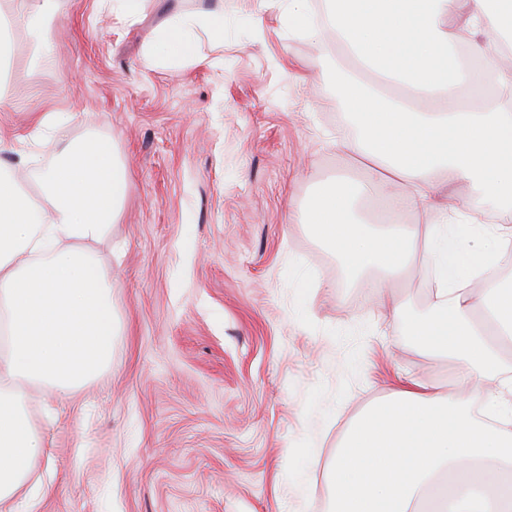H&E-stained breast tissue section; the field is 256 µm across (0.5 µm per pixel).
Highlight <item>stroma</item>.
Returning <instances> with one entry per match:
<instances>
[{
  "mask_svg": "<svg viewBox=\"0 0 512 512\" xmlns=\"http://www.w3.org/2000/svg\"><path fill=\"white\" fill-rule=\"evenodd\" d=\"M210 3L221 34L151 65L159 23L200 0H144L125 26L97 0H54L53 50L0 84V130L20 136L5 158L26 156L32 197L59 150L26 136L45 108L74 142L112 139L131 181L89 246L112 273V364L68 395L26 385L43 486L0 512H329L351 422L401 378L454 379L305 224L322 184L368 179L336 147L355 133L335 96L355 59L277 2L259 18L252 0ZM429 270L416 250L395 290L410 316L433 302Z\"/></svg>",
  "mask_w": 512,
  "mask_h": 512,
  "instance_id": "obj_1",
  "label": "stroma"
}]
</instances>
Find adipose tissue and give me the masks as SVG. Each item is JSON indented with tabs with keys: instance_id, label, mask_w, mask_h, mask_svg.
Here are the masks:
<instances>
[{
	"instance_id": "adipose-tissue-1",
	"label": "adipose tissue",
	"mask_w": 512,
	"mask_h": 512,
	"mask_svg": "<svg viewBox=\"0 0 512 512\" xmlns=\"http://www.w3.org/2000/svg\"><path fill=\"white\" fill-rule=\"evenodd\" d=\"M49 0H16L0 19V68L12 66L14 34L34 51L51 48ZM312 40L344 43L373 77L341 78L336 95L360 132L339 148L383 189L389 212L427 216L425 251L439 269L434 301L414 320L417 350L448 357L460 371L448 390L405 379L349 426L332 469L331 512H512V289L485 285L484 272L512 247L496 228L478 261L448 252L446 225L466 218L439 173L472 187L484 204L512 198V0H326L321 26L304 0H286ZM210 11L164 21L152 58L192 57L195 27ZM493 76L507 111L459 109L455 92L474 74ZM32 200L0 162V501L33 472L42 440L24 410L23 383L69 394L111 363L112 294L105 270L83 248L105 237L130 184L112 139L60 143ZM370 183L324 185L307 214L314 236L333 247L352 279L378 275L375 301L393 317L403 303L388 286L409 248L398 224L367 227L355 203Z\"/></svg>"
}]
</instances>
